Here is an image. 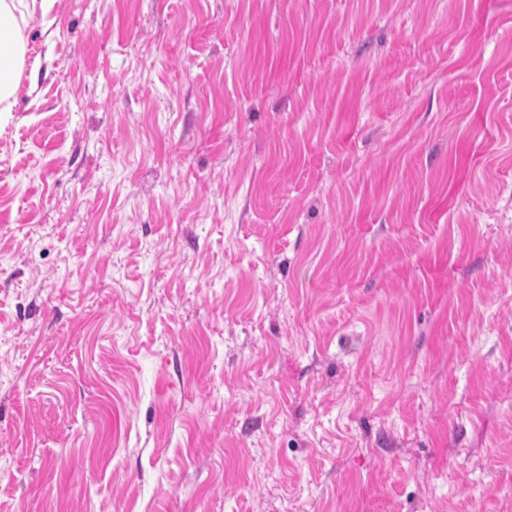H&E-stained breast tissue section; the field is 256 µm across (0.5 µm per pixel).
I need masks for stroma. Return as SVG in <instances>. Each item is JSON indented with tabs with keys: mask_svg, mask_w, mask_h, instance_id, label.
Listing matches in <instances>:
<instances>
[{
	"mask_svg": "<svg viewBox=\"0 0 512 512\" xmlns=\"http://www.w3.org/2000/svg\"><path fill=\"white\" fill-rule=\"evenodd\" d=\"M24 35L0 512H512V0Z\"/></svg>",
	"mask_w": 512,
	"mask_h": 512,
	"instance_id": "1",
	"label": "stroma"
}]
</instances>
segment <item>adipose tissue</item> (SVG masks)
<instances>
[{
    "mask_svg": "<svg viewBox=\"0 0 512 512\" xmlns=\"http://www.w3.org/2000/svg\"><path fill=\"white\" fill-rule=\"evenodd\" d=\"M18 0H0V112L11 111L26 66L23 20Z\"/></svg>",
    "mask_w": 512,
    "mask_h": 512,
    "instance_id": "adipose-tissue-1",
    "label": "adipose tissue"
}]
</instances>
